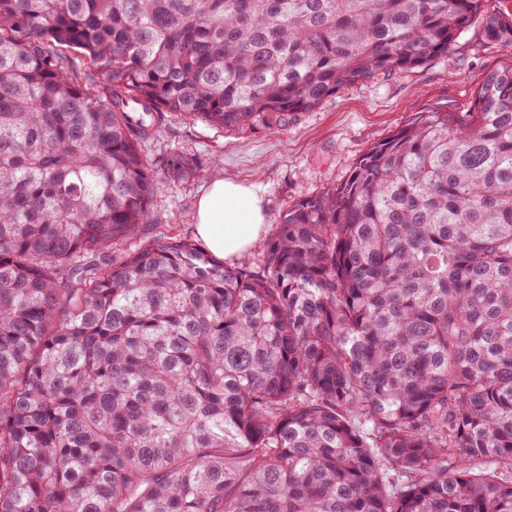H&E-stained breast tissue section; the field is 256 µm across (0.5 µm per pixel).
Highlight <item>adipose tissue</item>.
I'll return each mask as SVG.
<instances>
[{
  "mask_svg": "<svg viewBox=\"0 0 512 512\" xmlns=\"http://www.w3.org/2000/svg\"><path fill=\"white\" fill-rule=\"evenodd\" d=\"M265 231V211L255 185L210 180L196 203V233L213 255L240 258Z\"/></svg>",
  "mask_w": 512,
  "mask_h": 512,
  "instance_id": "obj_1",
  "label": "adipose tissue"
}]
</instances>
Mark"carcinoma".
<instances>
[{
	"label": "carcinoma",
	"instance_id": "cac0c4a2",
	"mask_svg": "<svg viewBox=\"0 0 512 512\" xmlns=\"http://www.w3.org/2000/svg\"><path fill=\"white\" fill-rule=\"evenodd\" d=\"M475 22L512 45L483 0H0V512H512V65L287 210L257 274L112 253L170 117L286 131ZM52 50L61 56L65 71L73 82L89 84L94 78H97L95 67L80 52L67 47L57 46H54Z\"/></svg>",
	"mask_w": 512,
	"mask_h": 512
}]
</instances>
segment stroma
Masks as SVG:
<instances>
[{
    "mask_svg": "<svg viewBox=\"0 0 512 512\" xmlns=\"http://www.w3.org/2000/svg\"><path fill=\"white\" fill-rule=\"evenodd\" d=\"M508 65L512 46L484 42L476 24L447 59L381 84L348 87L301 113L285 131L221 129L188 117L171 118L142 145L159 178L152 201L154 221L143 225L136 239L114 246L113 254L124 257L157 238L197 241L195 203L212 177L256 185L267 227L275 229L285 210L341 184L364 153L416 115L452 112L468 120L485 72ZM179 152L199 155L204 176L170 180L164 163Z\"/></svg>",
    "mask_w": 512,
    "mask_h": 512,
    "instance_id": "35a3bbf8",
    "label": "stroma"
}]
</instances>
